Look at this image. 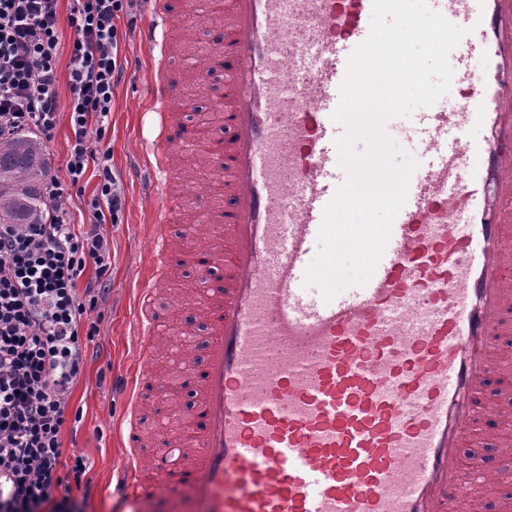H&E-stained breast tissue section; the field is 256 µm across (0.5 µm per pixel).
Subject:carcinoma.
<instances>
[{"label": "carcinoma", "instance_id": "1", "mask_svg": "<svg viewBox=\"0 0 512 512\" xmlns=\"http://www.w3.org/2000/svg\"><path fill=\"white\" fill-rule=\"evenodd\" d=\"M40 172L36 142L17 138L0 143L1 224H28L38 213Z\"/></svg>", "mask_w": 512, "mask_h": 512}]
</instances>
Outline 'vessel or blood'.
<instances>
[{
	"label": "vessel or blood",
	"instance_id": "1",
	"mask_svg": "<svg viewBox=\"0 0 512 512\" xmlns=\"http://www.w3.org/2000/svg\"><path fill=\"white\" fill-rule=\"evenodd\" d=\"M427 4L466 31L449 58L451 86L471 106L441 99L411 114L420 173L369 281L328 301L305 271L347 178L331 115L373 0H229L213 90L225 202L189 253L215 281L188 404L195 436L186 447L156 438L147 455L141 397L172 237L170 158L194 134L189 121L166 124L174 98L152 80L162 124L132 176L154 263L138 290L136 370L112 375L129 417L112 492L132 512L170 471L191 492L188 512H442L493 481L495 448L469 472L456 461L476 415H500L495 377L512 352V0ZM176 21L175 0H149V55H167Z\"/></svg>",
	"mask_w": 512,
	"mask_h": 512
}]
</instances>
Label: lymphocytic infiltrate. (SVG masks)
I'll return each instance as SVG.
<instances>
[{"label": "lymphocytic infiltrate", "instance_id": "1", "mask_svg": "<svg viewBox=\"0 0 512 512\" xmlns=\"http://www.w3.org/2000/svg\"><path fill=\"white\" fill-rule=\"evenodd\" d=\"M59 2L0 0V137L33 133L51 142L63 115L71 130L65 177L43 165L47 207L38 223L0 224V512H83L59 492L63 470L77 481L86 475L83 457L66 459L63 427L87 359L82 326L111 285L101 227L117 223L124 207L104 134L130 65L136 0H71L65 17ZM91 176L98 183L82 229L64 215Z\"/></svg>", "mask_w": 512, "mask_h": 512}]
</instances>
